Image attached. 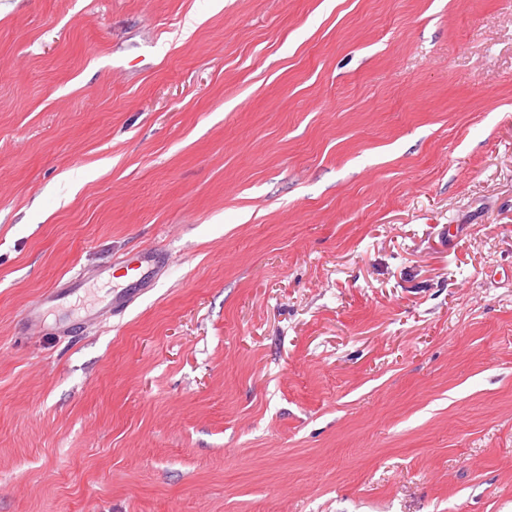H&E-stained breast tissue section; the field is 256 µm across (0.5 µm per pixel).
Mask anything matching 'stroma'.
I'll list each match as a JSON object with an SVG mask.
<instances>
[{"label": "stroma", "mask_w": 512, "mask_h": 512, "mask_svg": "<svg viewBox=\"0 0 512 512\" xmlns=\"http://www.w3.org/2000/svg\"><path fill=\"white\" fill-rule=\"evenodd\" d=\"M0 512H512V0H0ZM159 264L160 257L156 252L142 253L134 260L126 257L118 263V265H121L122 267H127V273L128 271H133V277L136 279L131 282L130 285H135L138 282L153 276L156 273ZM99 275L100 274L86 276V274L76 272L75 274L68 277V279H66L64 282H62V280L58 281L55 287L45 295L43 300H54L67 296L79 288H82L89 280L95 279Z\"/></svg>", "instance_id": "1"}]
</instances>
